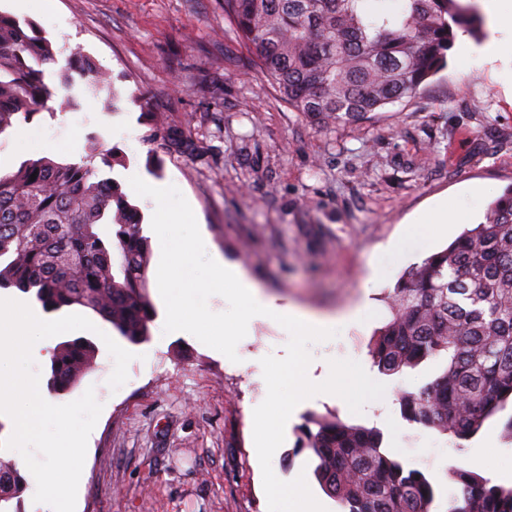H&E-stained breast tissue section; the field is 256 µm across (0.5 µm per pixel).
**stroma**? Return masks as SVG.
<instances>
[{
	"label": "stroma",
	"instance_id": "obj_1",
	"mask_svg": "<svg viewBox=\"0 0 512 512\" xmlns=\"http://www.w3.org/2000/svg\"><path fill=\"white\" fill-rule=\"evenodd\" d=\"M0 12L37 23L57 51L45 66L53 96L32 122L0 135V166L43 156L47 142L61 162L80 161L92 147L119 148L126 162L110 175L142 212L144 235L154 206L135 194V175L178 187L205 229L207 253L239 265L277 306L338 316L371 302L373 318L310 345L315 363H370L369 344L389 317L386 296L399 278L482 221L512 186V57L479 60L452 49L447 68L416 98L321 125L289 110L246 64L223 0H0ZM78 53L109 72L111 85L94 93L76 79L77 105L63 111L58 73ZM146 101L190 148L151 137ZM445 202L459 220L430 237L419 219ZM375 259L383 269L376 279ZM149 297L155 317L148 339L132 348L126 383L109 387L113 360L103 347L94 370L49 398L67 404L91 389L103 405L76 512H266L250 416L267 393L260 360L284 356L288 332L270 318L253 321L234 363L189 333H164L157 284ZM442 369L436 361L378 375L384 397L359 414L339 398L302 402L272 459L275 475L305 476L327 512H338L310 452L296 450L308 415L333 413L379 428L385 449L438 487L431 512H447L448 462L469 452L408 423L396 401L399 390L417 389Z\"/></svg>",
	"mask_w": 512,
	"mask_h": 512
}]
</instances>
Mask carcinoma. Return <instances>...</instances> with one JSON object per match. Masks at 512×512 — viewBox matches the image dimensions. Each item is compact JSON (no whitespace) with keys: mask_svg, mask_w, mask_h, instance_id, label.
I'll use <instances>...</instances> for the list:
<instances>
[{"mask_svg":"<svg viewBox=\"0 0 512 512\" xmlns=\"http://www.w3.org/2000/svg\"><path fill=\"white\" fill-rule=\"evenodd\" d=\"M363 0H224V22L248 62L288 107L322 121H354L411 99L447 67L458 33L483 27L475 0H402L393 15L369 16ZM0 12V135L45 108L41 66L52 43ZM97 91L109 88L79 61ZM35 180H30L32 174ZM143 216L89 155L78 162L27 159L0 169V288L33 294L47 313L81 307L139 344L154 308L147 292L149 240ZM389 319L369 355L384 375L433 360L443 371L398 397L403 418L453 438L476 437L512 403V186L483 221L405 272L387 296ZM89 338L58 342L48 387L72 389L91 369ZM314 458L321 489L340 512H431L438 488L383 447L376 427L311 415L297 452ZM448 512H512V485L459 463ZM25 477L0 459V512H11Z\"/></svg>","mask_w":512,"mask_h":512,"instance_id":"obj_1","label":"carcinoma"}]
</instances>
